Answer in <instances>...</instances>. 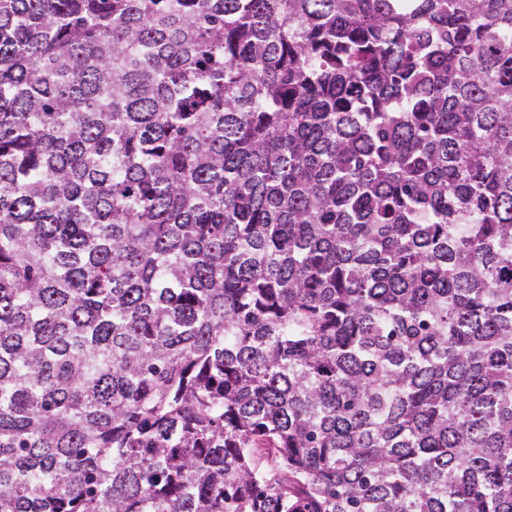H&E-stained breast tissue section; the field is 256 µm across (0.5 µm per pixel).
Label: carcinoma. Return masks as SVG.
I'll return each mask as SVG.
<instances>
[{
	"label": "carcinoma",
	"instance_id": "cac0c4a2",
	"mask_svg": "<svg viewBox=\"0 0 512 512\" xmlns=\"http://www.w3.org/2000/svg\"><path fill=\"white\" fill-rule=\"evenodd\" d=\"M0 512H512V0H0Z\"/></svg>",
	"mask_w": 512,
	"mask_h": 512
}]
</instances>
